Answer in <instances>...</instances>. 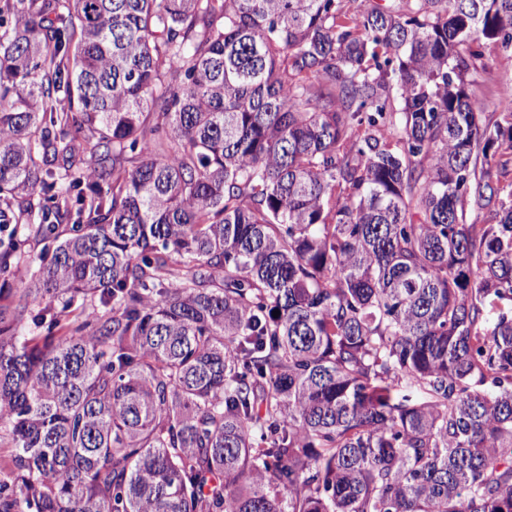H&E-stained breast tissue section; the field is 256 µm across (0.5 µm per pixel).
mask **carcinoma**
I'll use <instances>...</instances> for the list:
<instances>
[{
	"label": "carcinoma",
	"mask_w": 512,
	"mask_h": 512,
	"mask_svg": "<svg viewBox=\"0 0 512 512\" xmlns=\"http://www.w3.org/2000/svg\"><path fill=\"white\" fill-rule=\"evenodd\" d=\"M487 41L512 0H0V512H512Z\"/></svg>",
	"instance_id": "carcinoma-1"
}]
</instances>
